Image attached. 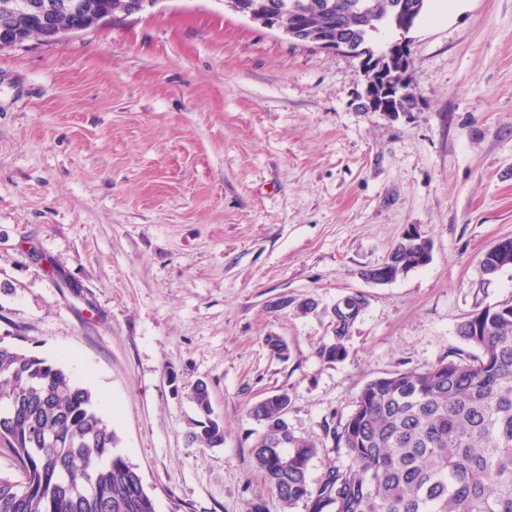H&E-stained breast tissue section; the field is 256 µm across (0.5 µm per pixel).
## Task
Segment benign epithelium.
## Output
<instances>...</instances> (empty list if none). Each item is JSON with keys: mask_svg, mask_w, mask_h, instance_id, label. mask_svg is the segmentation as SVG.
I'll list each match as a JSON object with an SVG mask.
<instances>
[{"mask_svg": "<svg viewBox=\"0 0 512 512\" xmlns=\"http://www.w3.org/2000/svg\"><path fill=\"white\" fill-rule=\"evenodd\" d=\"M225 5L234 13L247 18L264 28L282 32L294 40H303L320 48L352 53L351 42L332 35V30H316L304 34L306 27L285 24L281 16L285 7L280 3H267L263 6H247L243 0H225ZM143 0H123L118 11L97 16V22L104 23L121 14L132 16L145 11ZM91 4L87 0H59L57 3H42L40 0H8L0 5V49L18 45L23 38L14 33V28L24 17L39 13L42 15L44 32L41 38L54 40L67 35H75L82 28L73 24L72 17L87 13ZM410 68V41L403 38L392 44L380 58L363 71L374 70L365 78L362 108L367 112H382L395 117L401 112H410L416 105L415 97L406 89L405 76Z\"/></svg>", "mask_w": 512, "mask_h": 512, "instance_id": "1", "label": "benign epithelium"}]
</instances>
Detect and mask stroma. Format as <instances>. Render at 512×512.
Here are the masks:
<instances>
[{
  "label": "stroma",
  "mask_w": 512,
  "mask_h": 512,
  "mask_svg": "<svg viewBox=\"0 0 512 512\" xmlns=\"http://www.w3.org/2000/svg\"><path fill=\"white\" fill-rule=\"evenodd\" d=\"M438 5L409 33L418 107L394 119L361 111L358 58L224 0L0 51V340L90 386L157 512H306L257 474L250 407L287 394L317 482L347 465L328 429L368 381L472 359L458 325L512 301V266L486 284L479 267L512 237V0ZM409 229L430 262L364 280ZM355 293L346 356L325 361ZM200 380L212 448L186 437ZM332 310L336 318L334 334L329 342L322 344L317 350L318 355L327 360H337L345 356L343 341L350 336L361 308L355 298L348 296L338 302Z\"/></svg>",
  "instance_id": "1"
}]
</instances>
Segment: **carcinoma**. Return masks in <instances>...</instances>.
Listing matches in <instances>:
<instances>
[{
	"label": "carcinoma",
	"mask_w": 512,
	"mask_h": 512,
	"mask_svg": "<svg viewBox=\"0 0 512 512\" xmlns=\"http://www.w3.org/2000/svg\"><path fill=\"white\" fill-rule=\"evenodd\" d=\"M295 3L303 22L317 29L339 22L350 41L364 47L381 26L399 29L401 0H280ZM431 243L404 234L385 265L399 278L423 266ZM512 266V249H489L480 259L484 280ZM361 308L348 296L333 307L334 334L317 354L345 356L343 341ZM457 333L480 350L462 363L440 360L424 369L401 370L368 381L351 414L332 428L349 463L331 467L311 487L314 443L288 425L285 395L255 403L250 416L278 432L258 437L254 466L287 506L307 512H512V302L486 309L480 321L466 318ZM268 351L288 356V344L265 337ZM200 419L187 433L202 447L224 443L212 418L204 382L189 392ZM118 436L97 409L95 397L61 365L0 340V447L23 474L16 485L0 475V512H156L138 468L114 451Z\"/></svg>",
	"instance_id": "obj_1"
}]
</instances>
